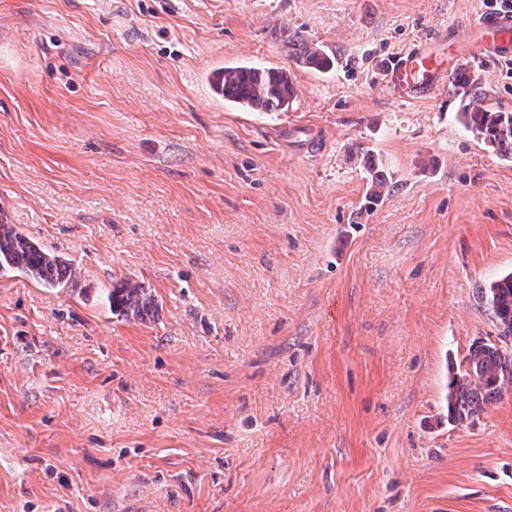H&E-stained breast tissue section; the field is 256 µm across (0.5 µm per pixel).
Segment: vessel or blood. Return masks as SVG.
<instances>
[{"mask_svg": "<svg viewBox=\"0 0 512 512\" xmlns=\"http://www.w3.org/2000/svg\"><path fill=\"white\" fill-rule=\"evenodd\" d=\"M441 39L434 38L390 59L382 78L400 98L421 100L444 89L455 73V58H443ZM471 53L488 60L512 59V10H488L479 20L477 33L468 41Z\"/></svg>", "mask_w": 512, "mask_h": 512, "instance_id": "b4317fda", "label": "vessel or blood"}]
</instances>
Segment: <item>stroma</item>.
Listing matches in <instances>:
<instances>
[{
    "mask_svg": "<svg viewBox=\"0 0 512 512\" xmlns=\"http://www.w3.org/2000/svg\"><path fill=\"white\" fill-rule=\"evenodd\" d=\"M486 2L0 0V217L76 269H0V512H512V395L446 418L512 159L451 89L380 79ZM459 61L512 111L511 68ZM244 63L289 71L288 111L212 92ZM123 279L154 319L112 314ZM288 43L295 50L296 60L305 67L317 71H327L333 68L334 59L316 44L303 40L297 34L289 36Z\"/></svg>",
    "mask_w": 512,
    "mask_h": 512,
    "instance_id": "35a3bbf8",
    "label": "stroma"
}]
</instances>
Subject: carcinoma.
<instances>
[{"label":"carcinoma","mask_w":512,"mask_h":512,"mask_svg":"<svg viewBox=\"0 0 512 512\" xmlns=\"http://www.w3.org/2000/svg\"><path fill=\"white\" fill-rule=\"evenodd\" d=\"M288 43L305 67L317 71L333 68L334 59L316 44L296 34ZM210 83L215 94L240 109L286 112L294 97L290 74L274 67L227 66L212 72ZM454 85L463 90L459 115L464 129L490 143L502 156L512 158V112L487 104L488 94L464 69L455 75ZM0 269H16L46 288H66L76 273L70 259L45 250L1 220ZM475 294L492 318L495 340L471 345L464 364L451 371L448 423L454 426L473 422L490 405L512 393V344L501 339L512 336V273L476 286ZM108 300L126 319H142L156 310L151 292L131 280L113 288Z\"/></svg>","instance_id":"cac0c4a2"}]
</instances>
